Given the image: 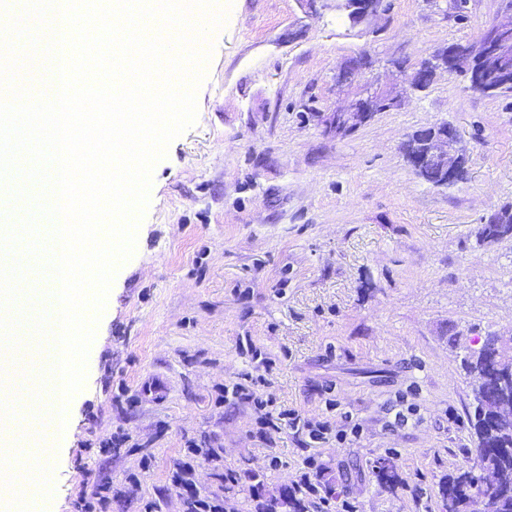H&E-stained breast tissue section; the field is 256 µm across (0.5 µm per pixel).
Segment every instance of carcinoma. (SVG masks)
I'll return each instance as SVG.
<instances>
[{"label":"carcinoma","mask_w":512,"mask_h":512,"mask_svg":"<svg viewBox=\"0 0 512 512\" xmlns=\"http://www.w3.org/2000/svg\"><path fill=\"white\" fill-rule=\"evenodd\" d=\"M512 236V204L499 207L476 228L477 246ZM461 366L471 379L473 414L469 426L476 442L478 467L486 473L500 498V512H512V384L500 392L501 369L492 343L468 351ZM379 485L392 491L398 484L396 465L383 459L376 466ZM482 488L473 471L448 476L441 488L443 512H480ZM262 512H303L301 501L288 492L263 503Z\"/></svg>","instance_id":"cac0c4a2"}]
</instances>
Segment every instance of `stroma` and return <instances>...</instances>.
Here are the masks:
<instances>
[{
	"instance_id": "35a3bbf8",
	"label": "stroma",
	"mask_w": 512,
	"mask_h": 512,
	"mask_svg": "<svg viewBox=\"0 0 512 512\" xmlns=\"http://www.w3.org/2000/svg\"><path fill=\"white\" fill-rule=\"evenodd\" d=\"M386 5L353 27L298 0H232L196 122L153 169L37 512H74L87 482L106 488L107 512H184L173 477L187 463L201 491L237 478L223 512H256L257 498L307 475L335 488L331 512H441L449 475L475 468L460 360L479 335L512 336V238L474 237L512 203V99L475 94L456 74L421 92L403 85L428 53L512 22V0H468L462 22L426 0ZM359 54L403 103L339 139L320 116L350 100L336 70ZM439 122L457 128L467 158L466 179L447 188L401 149ZM234 384L260 390L266 410L225 400ZM285 410L297 427H263V412ZM386 456L392 492L375 477Z\"/></svg>"
}]
</instances>
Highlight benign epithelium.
I'll use <instances>...</instances> for the list:
<instances>
[{
    "mask_svg": "<svg viewBox=\"0 0 512 512\" xmlns=\"http://www.w3.org/2000/svg\"><path fill=\"white\" fill-rule=\"evenodd\" d=\"M307 13L333 10L347 15L354 24H360L385 10L384 0H298ZM492 51L504 58L512 56V37L502 33L496 24L485 29L482 44L471 48L461 44L448 46L444 54L423 59L407 77L408 87L423 90L432 84L441 72L456 68L469 69V89L477 94L487 92L482 78V68L476 55L480 51ZM362 67V59L356 58L342 64L336 71L339 87L350 85L353 71ZM401 102L396 91L383 89L374 77H368L352 93L348 106L342 110L322 115L325 132L338 138L354 132L360 125L371 121L378 113L395 110ZM459 133L446 122L413 131L405 141L404 153L411 169L421 174L432 168L437 171L436 186L446 187L461 181L466 171V156L458 149Z\"/></svg>",
    "mask_w": 512,
    "mask_h": 512,
    "instance_id": "benign-epithelium-1",
    "label": "benign epithelium"
}]
</instances>
